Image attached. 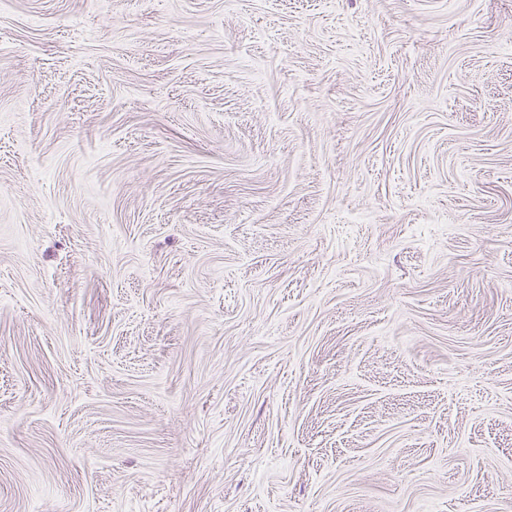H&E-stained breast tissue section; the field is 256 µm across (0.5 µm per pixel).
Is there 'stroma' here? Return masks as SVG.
<instances>
[{
    "mask_svg": "<svg viewBox=\"0 0 512 512\" xmlns=\"http://www.w3.org/2000/svg\"><path fill=\"white\" fill-rule=\"evenodd\" d=\"M0 512H512V0H0Z\"/></svg>",
    "mask_w": 512,
    "mask_h": 512,
    "instance_id": "35a3bbf8",
    "label": "stroma"
}]
</instances>
